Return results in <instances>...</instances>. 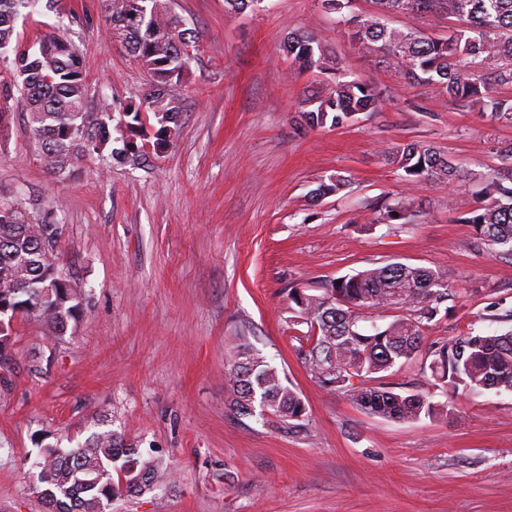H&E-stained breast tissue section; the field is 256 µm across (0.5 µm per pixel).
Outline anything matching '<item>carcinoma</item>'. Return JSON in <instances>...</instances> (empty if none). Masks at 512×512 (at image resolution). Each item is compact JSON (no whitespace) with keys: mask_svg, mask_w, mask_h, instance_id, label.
<instances>
[{"mask_svg":"<svg viewBox=\"0 0 512 512\" xmlns=\"http://www.w3.org/2000/svg\"><path fill=\"white\" fill-rule=\"evenodd\" d=\"M40 0H0V59L14 55L10 80L0 79V118L9 111L12 89L21 88L29 131L47 170L63 177L80 158L103 154L111 142L109 123L87 111L88 86L80 54L71 41L46 32L31 44L14 36L23 9ZM378 9L353 16L347 33L355 44L373 43L391 58L408 81L423 82L438 94L480 112L488 126H512V97L498 88L512 85V0H376ZM112 38L122 43L152 77L140 101L123 110L128 136L113 148L114 160L134 157L150 145L169 146L178 135L182 103L169 87L181 83L198 47L197 34L163 0H103ZM414 12L438 18L445 14L460 25L448 37L433 39L418 31L390 28L388 13ZM298 68L330 76L299 111L310 129L344 126L361 112L381 104L377 86L350 77L341 58L318 38L295 33L286 46ZM496 173L483 197L461 222L474 225L477 244L512 252V143L495 147ZM407 180L431 183L465 181L451 156L423 141L400 144L386 155ZM345 186L341 177L318 183L323 198ZM377 221L411 223V206L400 200L376 208ZM62 226L30 224L21 211L0 206V303L20 310L45 329L62 335L79 318L81 300L68 283L53 281L44 254L58 253ZM298 307L297 324L307 331L296 337L298 355L326 389L341 391L368 413L398 422L434 417L441 405L421 393L367 386L368 378L391 371L414 358L424 329L448 309L454 294L444 275L431 268L389 263L331 281L320 295L290 290ZM401 314L383 327L361 326L373 312ZM425 356L435 385L472 394L495 389L512 392V331L464 332L431 343ZM225 378L232 389L229 405L236 414L284 423L300 421L306 407L279 371L253 350L246 337L227 354ZM359 385H354L352 379ZM35 489L49 512H106L112 499L152 491L163 485L164 462L146 458L124 435L97 424L84 443L41 449L33 462Z\"/></svg>","mask_w":512,"mask_h":512,"instance_id":"1","label":"carcinoma"}]
</instances>
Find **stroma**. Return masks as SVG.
Instances as JSON below:
<instances>
[{"mask_svg":"<svg viewBox=\"0 0 512 512\" xmlns=\"http://www.w3.org/2000/svg\"><path fill=\"white\" fill-rule=\"evenodd\" d=\"M169 6L199 46L188 79L171 88L182 126L164 151L121 163L94 154L56 178L20 102L0 121V202L62 225L57 263L84 299L65 335L14 324L13 375L0 384V512H45L30 458L84 442L102 419L173 471L160 491L115 498L108 512H512V393L444 394L415 358L386 382L451 413L370 416L301 362L288 299L292 288L316 295L401 262L443 273L455 294L426 341L512 329V253L477 246L464 221L512 127L487 128L479 112L409 83L378 50L352 45L320 0H262L241 14L224 0ZM52 30L81 54L89 111L104 99L123 109L151 84L109 34L102 0H61L16 22L26 43ZM296 31L381 88L379 110L299 129L295 113L325 78L289 56ZM412 140L453 155L470 182L404 179L385 154ZM336 174L345 189L313 199ZM400 199L413 223L375 220L372 205ZM240 336L300 394L302 421L230 410L224 360Z\"/></svg>","mask_w":512,"mask_h":512,"instance_id":"stroma-1","label":"stroma"}]
</instances>
